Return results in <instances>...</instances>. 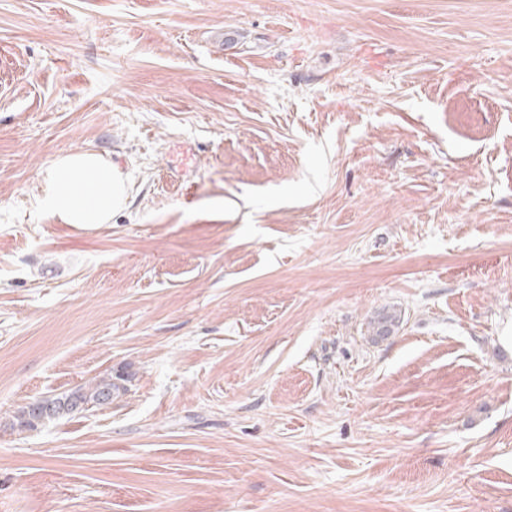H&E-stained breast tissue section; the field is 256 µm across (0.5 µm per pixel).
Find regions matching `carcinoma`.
I'll list each match as a JSON object with an SVG mask.
<instances>
[{"label":"carcinoma","instance_id":"1","mask_svg":"<svg viewBox=\"0 0 512 512\" xmlns=\"http://www.w3.org/2000/svg\"><path fill=\"white\" fill-rule=\"evenodd\" d=\"M399 322V317L394 312H385L371 322L373 334L387 336L391 333V327ZM119 377L105 374L82 384L75 389L60 395L46 397L51 406L43 409L36 416L30 415V405L19 408L12 418L10 428L13 430H34L47 422L75 414L72 405L80 402L92 407H102L112 403L118 396Z\"/></svg>","mask_w":512,"mask_h":512}]
</instances>
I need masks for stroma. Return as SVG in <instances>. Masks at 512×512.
Masks as SVG:
<instances>
[{
  "mask_svg": "<svg viewBox=\"0 0 512 512\" xmlns=\"http://www.w3.org/2000/svg\"><path fill=\"white\" fill-rule=\"evenodd\" d=\"M509 336L512 0H0V512H512ZM122 172L93 152L55 158L43 178L40 203L66 224H108L128 205ZM119 379V377H113L112 373H109L96 377L68 393L46 396L44 400L50 401L52 406L42 409L36 417L31 416L29 411L31 402H29L15 412L10 428L18 431L34 430L46 422L80 413L81 411L72 409L75 402L90 405L91 408L109 405L120 394L118 393L120 386L117 383Z\"/></svg>",
  "mask_w": 512,
  "mask_h": 512,
  "instance_id": "stroma-1",
  "label": "stroma"
}]
</instances>
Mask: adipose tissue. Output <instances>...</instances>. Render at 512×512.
Here are the masks:
<instances>
[{"mask_svg":"<svg viewBox=\"0 0 512 512\" xmlns=\"http://www.w3.org/2000/svg\"><path fill=\"white\" fill-rule=\"evenodd\" d=\"M122 172L101 155L81 152L55 158L43 179L40 203L67 224H107L128 205Z\"/></svg>","mask_w":512,"mask_h":512,"instance_id":"obj_1","label":"adipose tissue"}]
</instances>
